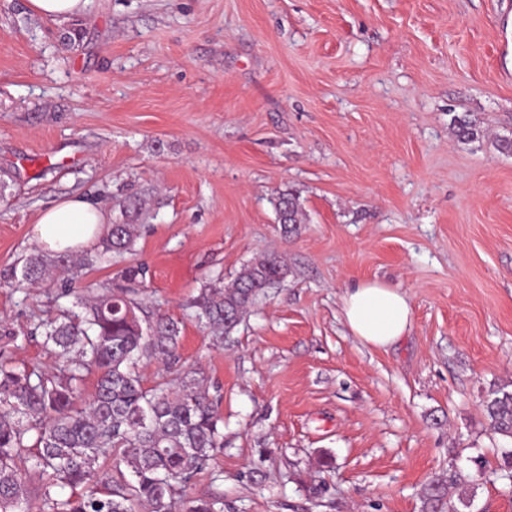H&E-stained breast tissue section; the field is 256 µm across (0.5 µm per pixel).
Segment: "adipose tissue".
<instances>
[{
	"mask_svg": "<svg viewBox=\"0 0 512 512\" xmlns=\"http://www.w3.org/2000/svg\"><path fill=\"white\" fill-rule=\"evenodd\" d=\"M105 229L103 209L85 196L73 195L42 210L31 239L49 254L75 253L96 247ZM342 311L353 336L376 348L396 343L413 321L407 294L380 281H360L347 288Z\"/></svg>",
	"mask_w": 512,
	"mask_h": 512,
	"instance_id": "ef3b65f1",
	"label": "adipose tissue"
}]
</instances>
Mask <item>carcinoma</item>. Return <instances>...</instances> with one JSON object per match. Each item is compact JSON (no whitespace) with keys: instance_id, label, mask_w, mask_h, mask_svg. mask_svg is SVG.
<instances>
[{"instance_id":"cac0c4a2","label":"carcinoma","mask_w":512,"mask_h":512,"mask_svg":"<svg viewBox=\"0 0 512 512\" xmlns=\"http://www.w3.org/2000/svg\"><path fill=\"white\" fill-rule=\"evenodd\" d=\"M451 125L464 143L486 137L467 113L453 116ZM275 209L286 233L304 223L293 192L279 195ZM141 214V199L133 196L95 256L37 253L8 278L33 286L61 269L73 283L104 256L133 250ZM288 274L282 255L270 252L244 265L231 285H204L191 307L214 335H229L257 298ZM130 294L106 286L78 302V310L41 321L44 343L63 359L54 372L20 369L0 356V512H181L180 489L224 447L221 419L196 375L143 385L137 362L176 359L181 327L167 315L140 318L142 308ZM91 375L95 390L85 399L82 386ZM484 409L493 431L512 438V390L490 392ZM101 458L113 459L112 472L99 470ZM32 473L41 479L34 489ZM462 482L457 472L432 482L426 491L431 512ZM65 488L67 496L60 494ZM187 512H224L223 497L195 499Z\"/></svg>"}]
</instances>
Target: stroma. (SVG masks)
<instances>
[{
	"label": "stroma",
	"mask_w": 512,
	"mask_h": 512,
	"mask_svg": "<svg viewBox=\"0 0 512 512\" xmlns=\"http://www.w3.org/2000/svg\"><path fill=\"white\" fill-rule=\"evenodd\" d=\"M67 24L0 0V271L72 194L115 221L146 210L133 252L87 267L85 295L144 270L148 313L182 326L181 360H142L145 386L203 378L224 447L186 487L224 512H427L451 471L459 512H512L498 465L512 439L483 401L512 390V0H89ZM490 138L459 141L453 115ZM306 215L283 234L274 203ZM278 251L290 273L223 342L190 303ZM402 288L413 326L374 348L342 295ZM60 284H0V354L52 369L35 331ZM331 457L334 471L318 469ZM464 482L462 475L454 472L448 475V479H438L433 481L426 491V501L430 504L431 512H438L439 505L442 506L445 503V498L452 494L451 489H455L460 483Z\"/></svg>",
	"instance_id": "stroma-1"
}]
</instances>
